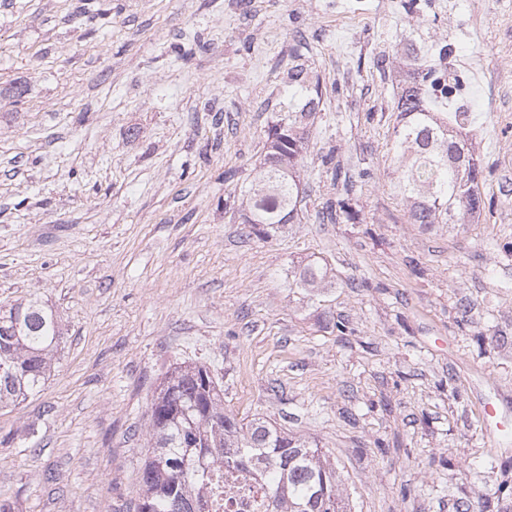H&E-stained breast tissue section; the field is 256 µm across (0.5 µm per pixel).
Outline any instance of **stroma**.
I'll use <instances>...</instances> for the list:
<instances>
[{
	"instance_id": "obj_1",
	"label": "stroma",
	"mask_w": 512,
	"mask_h": 512,
	"mask_svg": "<svg viewBox=\"0 0 512 512\" xmlns=\"http://www.w3.org/2000/svg\"><path fill=\"white\" fill-rule=\"evenodd\" d=\"M358 2L0 0V306L40 298L64 331L42 391L0 407L11 512H137L184 362L328 451L353 512H512L478 416L512 395V0ZM448 44L483 210L427 228L392 187L397 99ZM298 64L321 90L305 200L264 239L240 189Z\"/></svg>"
}]
</instances>
